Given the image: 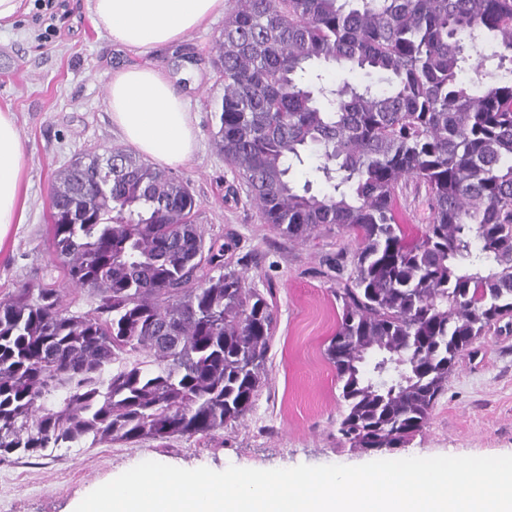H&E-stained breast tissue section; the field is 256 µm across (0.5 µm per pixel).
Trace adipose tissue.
Listing matches in <instances>:
<instances>
[{"instance_id":"ef3b65f1","label":"adipose tissue","mask_w":512,"mask_h":512,"mask_svg":"<svg viewBox=\"0 0 512 512\" xmlns=\"http://www.w3.org/2000/svg\"><path fill=\"white\" fill-rule=\"evenodd\" d=\"M88 19L112 42L141 53L173 45L224 12V0H87ZM112 121L139 153L161 166L190 160L197 135L184 97L161 69L145 65L113 73L107 92ZM22 142L11 113L0 111V246L22 223Z\"/></svg>"}]
</instances>
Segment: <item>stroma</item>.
<instances>
[{
  "label": "stroma",
  "mask_w": 512,
  "mask_h": 512,
  "mask_svg": "<svg viewBox=\"0 0 512 512\" xmlns=\"http://www.w3.org/2000/svg\"><path fill=\"white\" fill-rule=\"evenodd\" d=\"M66 4L67 17L53 18L25 0V12L0 27V110L14 116L28 186L25 222L0 249V300L26 286L60 283L50 241L54 177L76 154L123 146L106 103L109 78L153 64L179 82L196 117L198 149L173 173L192 190L205 239L229 244L225 260L264 294L277 323L265 383L242 420L205 438L177 437L163 446L86 444L0 463V512H70L76 500L144 461L222 471L512 454V325L475 342L406 447L371 454L341 441L344 406L325 345L340 311L336 265L350 261L356 243L339 229L296 242L263 223L246 184L217 152L212 133L223 85L211 57L223 18L187 33L177 47L142 54L95 30L86 0ZM397 196L401 224L428 223L424 188L409 181Z\"/></svg>",
  "instance_id": "obj_1"
}]
</instances>
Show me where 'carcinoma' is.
Returning <instances> with one entry per match:
<instances>
[{"label": "carcinoma", "instance_id": "obj_1", "mask_svg": "<svg viewBox=\"0 0 512 512\" xmlns=\"http://www.w3.org/2000/svg\"><path fill=\"white\" fill-rule=\"evenodd\" d=\"M211 64L214 143L263 223L357 242L325 348L341 439L404 447L473 343L512 318V0H235ZM336 68L369 81L332 86ZM309 147L317 193L289 178ZM407 181L430 205L413 237L397 212ZM197 212L187 183L122 147L58 171L51 245L63 287L95 303L72 312L53 287L0 301L1 463L88 439L204 438L250 411L276 316Z\"/></svg>", "mask_w": 512, "mask_h": 512}]
</instances>
